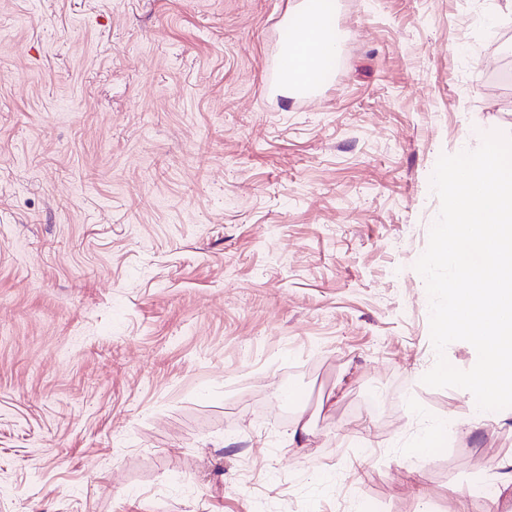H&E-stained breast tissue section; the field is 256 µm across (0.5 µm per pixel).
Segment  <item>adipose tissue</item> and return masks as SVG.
<instances>
[{"label":"adipose tissue","instance_id":"obj_1","mask_svg":"<svg viewBox=\"0 0 512 512\" xmlns=\"http://www.w3.org/2000/svg\"><path fill=\"white\" fill-rule=\"evenodd\" d=\"M335 11L336 0H299L296 12L302 21L282 48L288 61L282 83H309L328 76L327 62L337 51Z\"/></svg>","mask_w":512,"mask_h":512}]
</instances>
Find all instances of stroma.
I'll list each match as a JSON object with an SVG mask.
<instances>
[{
	"instance_id": "1",
	"label": "stroma",
	"mask_w": 512,
	"mask_h": 512,
	"mask_svg": "<svg viewBox=\"0 0 512 512\" xmlns=\"http://www.w3.org/2000/svg\"><path fill=\"white\" fill-rule=\"evenodd\" d=\"M297 2L0 0V512H497L512 408L423 383L414 264L439 156L512 135V11L336 0L297 109ZM335 11V0L298 3L294 13L302 15L303 19L293 28L292 37L282 48L286 59L281 61V67H285L281 71V82L285 85L292 81L307 84L288 88L276 85L274 92L285 90L291 95L290 99L304 104L323 90L324 84L318 80L328 76L330 69L326 61L337 52L336 27L333 25ZM450 423L447 421H427L421 433L410 446L411 448H407V453L414 457H426L424 448L440 447L444 437L447 436L448 424Z\"/></svg>"
}]
</instances>
